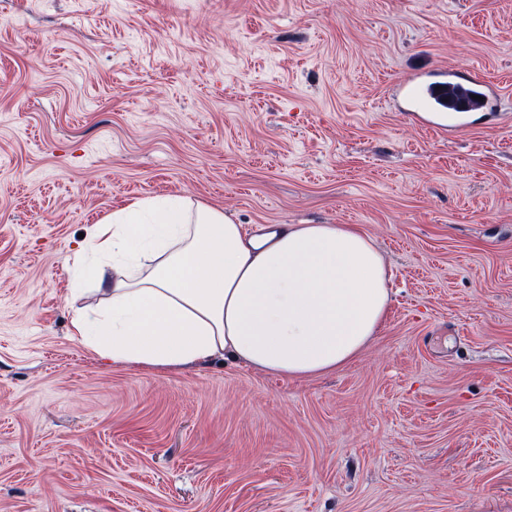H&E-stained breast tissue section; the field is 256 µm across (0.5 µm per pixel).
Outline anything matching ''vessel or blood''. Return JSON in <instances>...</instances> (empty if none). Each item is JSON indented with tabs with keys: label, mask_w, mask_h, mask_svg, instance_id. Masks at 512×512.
<instances>
[{
	"label": "vessel or blood",
	"mask_w": 512,
	"mask_h": 512,
	"mask_svg": "<svg viewBox=\"0 0 512 512\" xmlns=\"http://www.w3.org/2000/svg\"><path fill=\"white\" fill-rule=\"evenodd\" d=\"M411 111L447 116L449 127L474 112L494 109V87L474 73L456 69L431 74H416L399 86Z\"/></svg>",
	"instance_id": "b4317fda"
}]
</instances>
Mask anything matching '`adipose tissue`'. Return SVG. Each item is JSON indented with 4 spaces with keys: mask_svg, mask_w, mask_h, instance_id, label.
Here are the masks:
<instances>
[{
    "mask_svg": "<svg viewBox=\"0 0 512 512\" xmlns=\"http://www.w3.org/2000/svg\"><path fill=\"white\" fill-rule=\"evenodd\" d=\"M76 284L103 303L73 334L116 364L188 369L231 360L294 379L353 361L382 327L388 270L353 224H273L248 233L218 208L152 198L92 225Z\"/></svg>",
    "mask_w": 512,
    "mask_h": 512,
    "instance_id": "obj_1",
    "label": "adipose tissue"
}]
</instances>
